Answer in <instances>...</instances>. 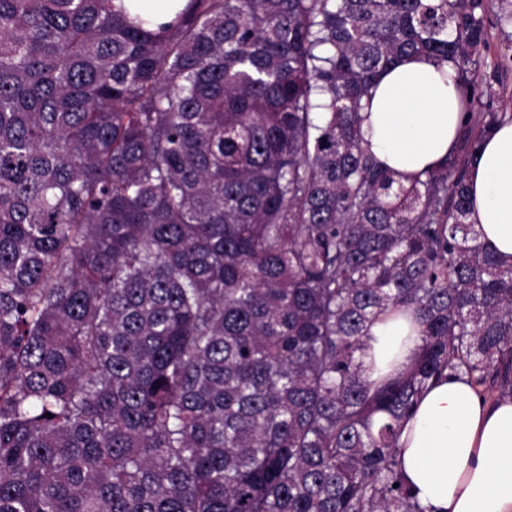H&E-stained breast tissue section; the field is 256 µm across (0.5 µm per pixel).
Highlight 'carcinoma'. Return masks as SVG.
Instances as JSON below:
<instances>
[{
    "label": "carcinoma",
    "instance_id": "cac0c4a2",
    "mask_svg": "<svg viewBox=\"0 0 512 512\" xmlns=\"http://www.w3.org/2000/svg\"><path fill=\"white\" fill-rule=\"evenodd\" d=\"M485 0H0V512H430L401 428L512 398V264L468 222ZM423 57L465 104L402 178L362 129ZM420 344L372 381L369 327ZM52 417H47V414ZM128 6L131 15L135 16L139 12L138 6L147 12H150L153 23H162L172 20L182 8V1L185 0H124ZM137 4H136V3ZM138 5V6H137Z\"/></svg>",
    "mask_w": 512,
    "mask_h": 512
}]
</instances>
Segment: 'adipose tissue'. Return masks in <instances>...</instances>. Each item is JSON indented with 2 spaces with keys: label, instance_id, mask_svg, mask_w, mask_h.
Listing matches in <instances>:
<instances>
[{
  "label": "adipose tissue",
  "instance_id": "ef3b65f1",
  "mask_svg": "<svg viewBox=\"0 0 512 512\" xmlns=\"http://www.w3.org/2000/svg\"><path fill=\"white\" fill-rule=\"evenodd\" d=\"M364 129L386 167L413 176L441 164L457 146L463 103L451 78L427 59L408 57L372 90ZM469 220L512 263V122L487 136L469 162ZM420 342L412 314H382L365 358L371 380L402 371ZM405 479L431 512H512V400L487 399L466 379L429 386L399 439Z\"/></svg>",
  "mask_w": 512,
  "mask_h": 512
}]
</instances>
